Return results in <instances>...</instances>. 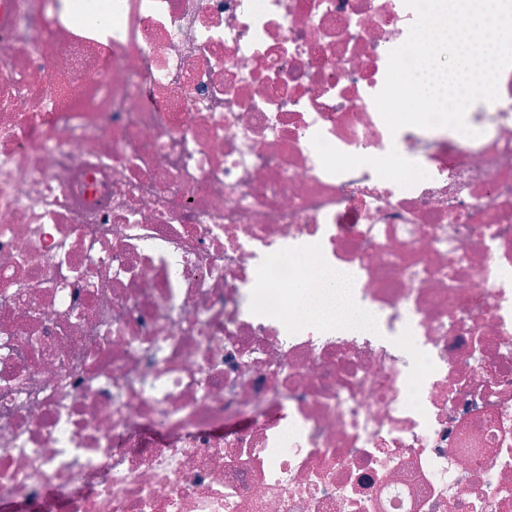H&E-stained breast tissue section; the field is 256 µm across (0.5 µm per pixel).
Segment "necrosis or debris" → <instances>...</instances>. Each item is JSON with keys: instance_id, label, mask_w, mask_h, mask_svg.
Here are the masks:
<instances>
[{"instance_id": "1", "label": "necrosis or debris", "mask_w": 512, "mask_h": 512, "mask_svg": "<svg viewBox=\"0 0 512 512\" xmlns=\"http://www.w3.org/2000/svg\"><path fill=\"white\" fill-rule=\"evenodd\" d=\"M9 2L0 512H512V67L387 174L403 0Z\"/></svg>"}]
</instances>
